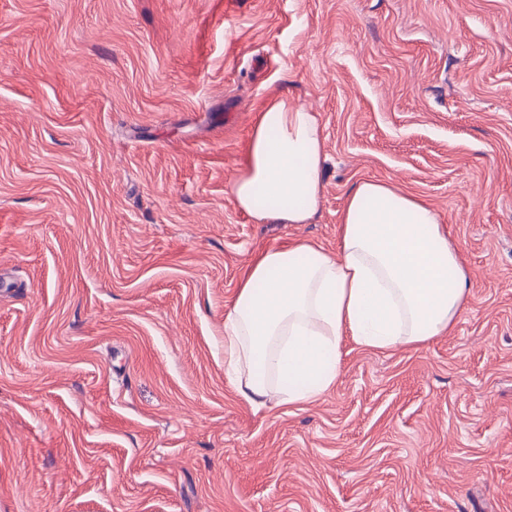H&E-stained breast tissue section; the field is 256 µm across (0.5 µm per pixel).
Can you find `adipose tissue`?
I'll return each mask as SVG.
<instances>
[{
	"instance_id": "obj_1",
	"label": "adipose tissue",
	"mask_w": 512,
	"mask_h": 512,
	"mask_svg": "<svg viewBox=\"0 0 512 512\" xmlns=\"http://www.w3.org/2000/svg\"><path fill=\"white\" fill-rule=\"evenodd\" d=\"M318 116L267 99L233 179L235 206L260 224H308L323 192ZM470 297V273L439 213L388 180L350 190L335 250L297 239L244 271L224 313V371L251 406L301 405L335 383L343 336L369 349L412 347L448 334ZM254 365L241 378L243 365Z\"/></svg>"
}]
</instances>
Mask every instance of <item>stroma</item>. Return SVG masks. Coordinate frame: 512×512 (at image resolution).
<instances>
[{"label": "stroma", "instance_id": "stroma-1", "mask_svg": "<svg viewBox=\"0 0 512 512\" xmlns=\"http://www.w3.org/2000/svg\"><path fill=\"white\" fill-rule=\"evenodd\" d=\"M274 95L323 127L309 224L229 192ZM368 178L437 209L471 298L253 408L242 273L334 250ZM0 512H512V0H0Z\"/></svg>", "mask_w": 512, "mask_h": 512}]
</instances>
